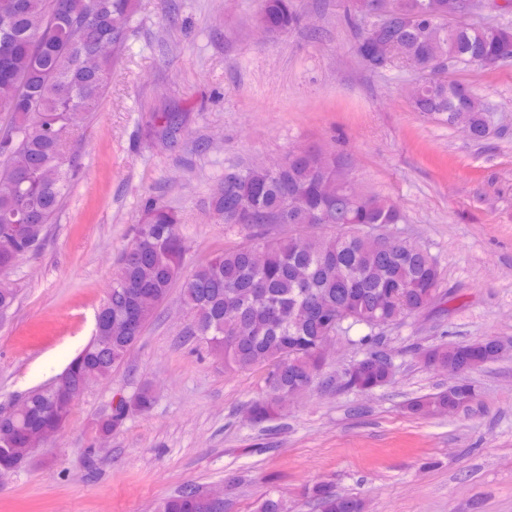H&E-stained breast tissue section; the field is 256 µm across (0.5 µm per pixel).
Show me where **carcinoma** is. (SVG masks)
<instances>
[{
    "label": "carcinoma",
    "mask_w": 512,
    "mask_h": 512,
    "mask_svg": "<svg viewBox=\"0 0 512 512\" xmlns=\"http://www.w3.org/2000/svg\"><path fill=\"white\" fill-rule=\"evenodd\" d=\"M389 2V23L357 40L363 63H372L381 46L398 53L427 74L411 92L414 110L439 116L450 127L465 123L474 141L484 140L490 134L487 107L441 72L450 63L466 68L509 60L501 43L512 40V28L450 25L453 0ZM134 8V0H0V112L10 116L0 132V271L38 249L58 211L71 177L63 136L99 102L114 53L125 41L126 27L113 26V20H130ZM260 22L268 32L280 33L292 28L297 16L289 0H262ZM336 168V159L302 148L284 159L277 175L255 167L225 176L211 207L228 226L250 214L252 223L242 225L248 240L188 273L177 216L163 206H148L100 308L112 319V342L84 347L70 362L72 382L107 380L179 280L191 314L188 335L224 359L227 368L270 366L265 394L248 408L258 425L284 415L288 402L281 394L311 385L324 373L317 349L333 332L367 329L358 339L362 357L352 363L350 377H340L343 388L371 392L391 383L392 357L380 330L445 303L441 270L414 241L387 233L376 248L358 234L366 225L398 224L402 216L385 199L352 197L325 186ZM293 224H332L336 232L307 237L284 232ZM15 298L16 289L1 278V314ZM500 346L495 337L441 342L422 349L420 357L427 367L436 362L483 367L500 359ZM469 392L467 385L444 389L413 399L408 408L419 416L446 414L449 404ZM76 401L53 382L32 390L22 413L0 417V435L23 448L32 430L68 420ZM154 402L144 385L120 401L100 429L110 432L131 414L148 412ZM199 489L183 486L160 501L156 512H224ZM307 495L319 512H363L360 498L338 494L325 482ZM258 512H288V506L269 492Z\"/></svg>",
    "instance_id": "1"
}]
</instances>
